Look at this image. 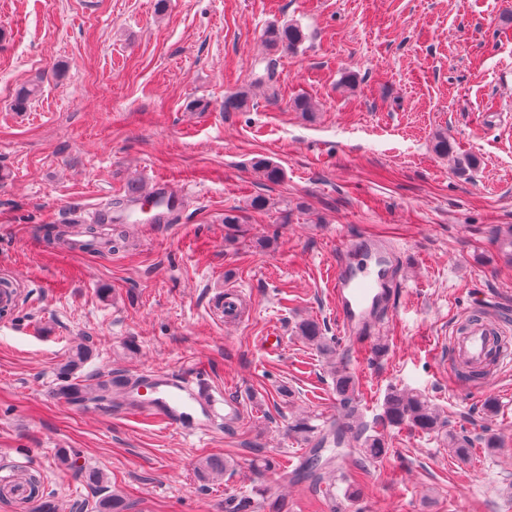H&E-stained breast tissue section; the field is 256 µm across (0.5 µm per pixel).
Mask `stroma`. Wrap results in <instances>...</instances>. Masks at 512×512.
I'll list each match as a JSON object with an SVG mask.
<instances>
[{
    "label": "stroma",
    "mask_w": 512,
    "mask_h": 512,
    "mask_svg": "<svg viewBox=\"0 0 512 512\" xmlns=\"http://www.w3.org/2000/svg\"><path fill=\"white\" fill-rule=\"evenodd\" d=\"M273 23L305 35L274 55L275 101L252 83ZM35 78L41 96L16 111ZM243 88L249 108L225 111ZM299 96L313 113L294 111ZM259 158L282 168L279 182L259 178ZM157 177L185 194L174 223L113 225V250L81 256L43 240L70 209L93 213L130 179ZM257 195L268 209L248 208ZM233 206L247 217L236 232ZM511 229L512 0H0V277L20 286L0 318V512H38L27 474L57 512H96L104 488L130 512H224L260 484L292 512H512V359L474 383L448 356L473 315L512 330V257L498 245ZM362 239L389 249L397 288L357 346L337 326L331 279L337 245ZM228 290L244 299L233 321ZM307 318L325 325L330 353L299 336ZM84 340L82 376L195 374L239 419L188 437L117 389L110 407L71 401L58 367ZM342 361L368 425L396 387L501 448L460 459L444 434L389 428L386 459L365 473L337 460L336 506L317 503L295 475L310 445L287 426L339 417ZM209 455L233 472L201 479ZM91 470L102 484L86 482ZM353 482L363 491L350 503Z\"/></svg>",
    "instance_id": "35a3bbf8"
}]
</instances>
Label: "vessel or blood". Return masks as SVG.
Returning a JSON list of instances; mask_svg holds the SVG:
<instances>
[{
    "label": "vessel or blood",
    "mask_w": 512,
    "mask_h": 512,
    "mask_svg": "<svg viewBox=\"0 0 512 512\" xmlns=\"http://www.w3.org/2000/svg\"><path fill=\"white\" fill-rule=\"evenodd\" d=\"M183 196L167 181L157 180L150 196L133 197L123 214L135 223L136 213L150 211L160 219L171 217L182 207ZM332 280L336 296V318L352 337H360L372 323L375 304H390L392 264L387 252L362 245H340ZM455 360L474 366L496 365L512 358V337L504 330L475 319L462 326L449 346ZM135 410L187 436L206 434L217 420L237 418L239 407L223 395L202 389L194 377L165 372L144 373L132 378L128 387Z\"/></svg>",
    "instance_id": "1"
}]
</instances>
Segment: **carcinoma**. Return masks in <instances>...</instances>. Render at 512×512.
Instances as JSON below:
<instances>
[{"label":"carcinoma","mask_w":512,"mask_h":512,"mask_svg":"<svg viewBox=\"0 0 512 512\" xmlns=\"http://www.w3.org/2000/svg\"><path fill=\"white\" fill-rule=\"evenodd\" d=\"M304 40L302 29L296 24L268 26L264 33V41L269 49L283 53L295 51ZM262 70L253 73L254 83L264 85L276 97L280 94L278 71L275 63L258 61ZM41 90V79L36 78L29 84L21 87L15 97V107L24 110ZM249 106V95L246 90H239L224 99V110H243ZM254 170L263 180L276 183L282 178V170L277 165L265 159L254 162ZM87 240L84 247L90 252L98 250L101 245L112 246V240H102L98 225L88 224L83 230ZM302 339L308 344L322 350H328V338L324 329L315 320L303 321L298 326ZM92 349L84 342L76 344L70 351L66 362L60 367V373L64 377H71L80 370L91 358ZM335 390L344 408V418L336 420L332 436L336 444V451L341 447H347V453L356 457V463L360 469H365L368 463H378L384 460L387 448L384 438L378 434L368 433L365 425L357 422V396L356 381L354 376L346 368H338L334 372ZM112 391V378H96V382L89 384L70 383L65 386L63 392L72 399H94L105 401ZM381 420L384 424L394 427H407L412 431L423 434L438 432L441 428L440 414L435 406L420 393L404 390H390L383 401ZM480 443L485 448L500 447V440L493 434H482L476 439L466 435L448 431V449L459 458H466L474 443ZM322 449H313L312 458L308 459L303 467L305 478L310 480V485L321 490L323 497L333 500L331 494L333 485L332 471L322 463ZM228 461L220 456H211L202 459L198 464L200 475L204 479L224 476V470ZM255 508L260 512H288V500L283 497L266 496L255 503ZM99 512H127L126 500L112 493L102 499L98 504Z\"/></svg>","instance_id":"obj_1"}]
</instances>
